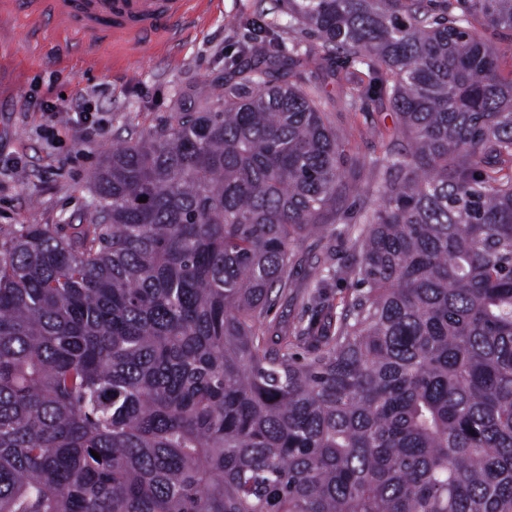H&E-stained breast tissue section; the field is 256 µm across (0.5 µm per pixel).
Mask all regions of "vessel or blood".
I'll use <instances>...</instances> for the list:
<instances>
[{
    "instance_id": "1",
    "label": "vessel or blood",
    "mask_w": 512,
    "mask_h": 512,
    "mask_svg": "<svg viewBox=\"0 0 512 512\" xmlns=\"http://www.w3.org/2000/svg\"><path fill=\"white\" fill-rule=\"evenodd\" d=\"M192 0H5L0 15L38 14L50 4L55 19L84 37L87 45L117 37L132 47L172 36Z\"/></svg>"
}]
</instances>
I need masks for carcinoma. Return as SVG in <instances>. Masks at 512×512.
<instances>
[{
	"instance_id": "carcinoma-1",
	"label": "carcinoma",
	"mask_w": 512,
	"mask_h": 512,
	"mask_svg": "<svg viewBox=\"0 0 512 512\" xmlns=\"http://www.w3.org/2000/svg\"><path fill=\"white\" fill-rule=\"evenodd\" d=\"M279 2L314 55L112 147L88 223L0 226V512H512V0ZM341 55L396 117L363 186L302 89ZM370 199V193H360L352 194L342 200L337 205L339 213L336 218V224H327L323 237H333L343 227V224H353L355 216L367 206ZM355 294L356 287L352 281L332 282L325 290L326 302L331 304L335 311H339ZM310 305L301 294L285 293L269 312L268 319L273 322L301 321L306 325L311 318Z\"/></svg>"
}]
</instances>
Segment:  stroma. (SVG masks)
<instances>
[{
    "mask_svg": "<svg viewBox=\"0 0 512 512\" xmlns=\"http://www.w3.org/2000/svg\"><path fill=\"white\" fill-rule=\"evenodd\" d=\"M260 39L280 55L312 52L317 40L290 20L276 0H196L193 16L175 41L137 49L108 43L89 50L48 13L0 27V225L76 224L85 219L93 175L117 138L151 131L178 100L224 76V64ZM366 79L347 59L335 75L310 78L321 89L331 126L347 139L350 167L379 156L367 126L393 127L395 117L377 100L362 112L344 104L339 79ZM49 97L54 112H26L21 95ZM83 95L103 135L85 134L68 99Z\"/></svg>",
    "mask_w": 512,
    "mask_h": 512,
    "instance_id": "35a3bbf8",
    "label": "stroma"
}]
</instances>
